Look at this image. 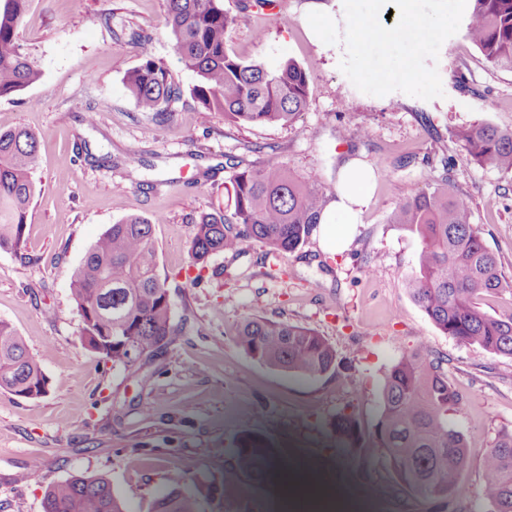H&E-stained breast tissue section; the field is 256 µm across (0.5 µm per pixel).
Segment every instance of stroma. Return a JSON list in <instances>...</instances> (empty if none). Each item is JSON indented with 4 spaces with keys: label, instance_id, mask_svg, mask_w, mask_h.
Returning a JSON list of instances; mask_svg holds the SVG:
<instances>
[{
    "label": "stroma",
    "instance_id": "1",
    "mask_svg": "<svg viewBox=\"0 0 512 512\" xmlns=\"http://www.w3.org/2000/svg\"><path fill=\"white\" fill-rule=\"evenodd\" d=\"M241 3L224 0L242 16L226 34L228 51L271 70L291 59L307 73L308 106L294 125L236 124L198 104L189 93L197 77L166 27L167 0H28L18 42L41 78L0 98V131L35 133L37 193L21 252L0 250V320L23 337L49 391L35 400L0 392V512H43L47 486L75 475L107 479L127 512H151L173 471L202 495L204 512H224L230 471L263 512H282L289 481H301L313 458L315 482L358 488L376 512H435L367 450L385 373L421 341L446 361L462 396L449 420L471 448L448 512H490L482 461L497 433L512 430V358L463 345L427 319L409 290L422 243L390 217L449 181L512 277V175L459 158L453 138L479 122L512 129V70L491 67L460 31L436 62L442 97L371 96L340 70L344 44L310 30L313 11L344 26L342 0ZM133 28L152 34L156 60L185 91L162 125L124 84L141 62L125 39ZM229 156L242 169L282 162L295 178L317 181L329 202L342 163L360 159L373 171L370 200L347 245L325 249L331 227L319 224L296 251L273 255L249 243L193 267L192 220L225 206ZM449 156L454 166L442 167ZM132 212L153 225L177 329L137 372L113 369L84 346L70 291L89 248ZM255 315L316 330L336 349V372L292 376L254 361L234 332ZM344 416L354 435L340 441L334 425Z\"/></svg>",
    "mask_w": 512,
    "mask_h": 512
}]
</instances>
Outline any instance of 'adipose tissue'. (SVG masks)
I'll list each match as a JSON object with an SVG mask.
<instances>
[{
	"instance_id": "obj_1",
	"label": "adipose tissue",
	"mask_w": 512,
	"mask_h": 512,
	"mask_svg": "<svg viewBox=\"0 0 512 512\" xmlns=\"http://www.w3.org/2000/svg\"><path fill=\"white\" fill-rule=\"evenodd\" d=\"M370 173L356 160H348L340 169L337 199L321 215L324 224L336 225V235L332 246H339L351 224L357 223L359 216L369 201Z\"/></svg>"
}]
</instances>
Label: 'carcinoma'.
I'll list each match as a JSON object with an SVG mask.
<instances>
[{
  "label": "carcinoma",
  "mask_w": 512,
  "mask_h": 512,
  "mask_svg": "<svg viewBox=\"0 0 512 512\" xmlns=\"http://www.w3.org/2000/svg\"><path fill=\"white\" fill-rule=\"evenodd\" d=\"M28 0H0V97L39 79L17 41ZM465 34L494 68L512 70V0H469ZM238 16L224 0H167L166 25L184 67L198 77L191 96L240 124L291 126L308 103L304 69L288 59L275 70L260 61L244 62L225 47L226 31ZM153 37L142 29L128 34L142 63L125 76V86L143 112L158 124L170 121L183 89L151 52ZM466 159L512 174V130L477 123L455 132ZM36 137L26 129L0 131V249L24 243L27 210L35 194ZM224 209L194 219L190 253L197 263L219 252L238 253L256 242L267 253L298 249L319 223L324 198L313 182L295 179L281 163L236 172L225 187ZM422 241L414 301L433 325L456 341L490 354L512 357V315L482 311L476 299L509 292L512 280L472 224L468 203L450 185L423 190L393 215ZM152 222L130 213L94 243L71 280L82 336H110L101 354L112 368L130 369L173 341L172 304L157 273ZM237 345L252 359L294 376L336 371L334 346L315 330L263 317L243 320ZM444 359L425 342L404 353L387 371L372 446L394 482L431 503L446 504L470 455L466 436L448 419L460 393L448 383ZM48 378L21 336L0 321V391L24 399L48 393ZM480 490L492 512H512V431L501 432L483 457ZM186 477L173 472L168 490L152 512H203L199 497L184 489ZM44 512H126L104 478L72 476L49 485Z\"/></svg>",
  "instance_id": "1"
}]
</instances>
